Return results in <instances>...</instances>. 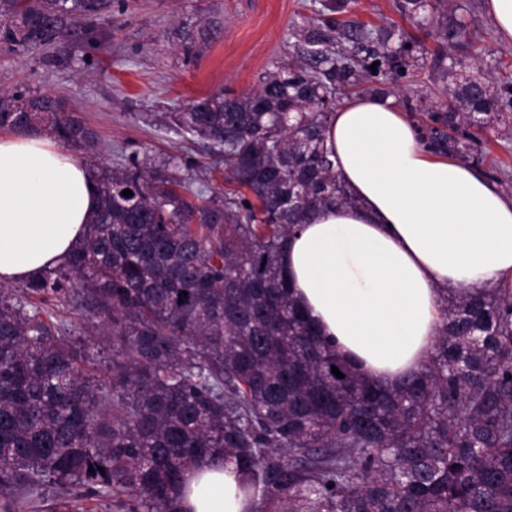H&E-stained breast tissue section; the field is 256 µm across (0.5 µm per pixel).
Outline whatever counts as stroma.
I'll return each mask as SVG.
<instances>
[{"instance_id":"1","label":"stroma","mask_w":512,"mask_h":512,"mask_svg":"<svg viewBox=\"0 0 512 512\" xmlns=\"http://www.w3.org/2000/svg\"><path fill=\"white\" fill-rule=\"evenodd\" d=\"M469 28L480 36L496 77L512 76V41L500 39L484 9L485 0H460ZM320 0H112V10L81 23L72 38L56 39L50 49L25 55L0 50V90H46L63 98L99 136L88 168L117 167L128 156L176 155L185 158L181 175L192 189L228 191L217 171L205 169L206 149L170 131L169 113L219 87L243 93L258 87L272 63L292 52L293 28L313 17ZM217 16L223 32L196 60L177 50L179 26ZM416 85L411 94L448 85L443 70L430 68L436 47L417 33ZM493 147L483 170L501 187L512 186V139L489 127Z\"/></svg>"}]
</instances>
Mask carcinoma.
I'll return each mask as SVG.
<instances>
[{
	"label": "carcinoma",
	"mask_w": 512,
	"mask_h": 512,
	"mask_svg": "<svg viewBox=\"0 0 512 512\" xmlns=\"http://www.w3.org/2000/svg\"><path fill=\"white\" fill-rule=\"evenodd\" d=\"M446 2L396 0L452 76L445 100L403 105L426 115L434 153L478 165L489 125L512 139V77L495 80L463 15L440 20ZM106 6L0 0V49L45 47ZM351 7L322 4L256 89L170 113L176 134L220 157L231 192L193 191L176 157L103 168L72 254L0 289V512H28L48 481L110 497L114 512H180L185 472L208 459L262 491L257 512H512V280L445 289L427 365L393 389L363 380L288 291L283 239L302 217L354 203L324 145L329 114L354 94L396 93L414 59V36L339 17ZM221 32L184 27V59ZM0 131L99 149L47 92L1 90ZM56 303L100 327L112 363L65 339Z\"/></svg>",
	"instance_id": "cac0c4a2"
}]
</instances>
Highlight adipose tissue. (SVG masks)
Returning a JSON list of instances; mask_svg holds the SVG:
<instances>
[{
  "instance_id": "1",
  "label": "adipose tissue",
  "mask_w": 512,
  "mask_h": 512,
  "mask_svg": "<svg viewBox=\"0 0 512 512\" xmlns=\"http://www.w3.org/2000/svg\"><path fill=\"white\" fill-rule=\"evenodd\" d=\"M326 144L353 205L328 207L282 244L294 301L366 381L394 388L427 364L441 288L512 277V194L432 153L392 98L354 96ZM98 207L91 171L42 135L0 136V283L58 265ZM235 464L188 472L182 512H255Z\"/></svg>"
}]
</instances>
